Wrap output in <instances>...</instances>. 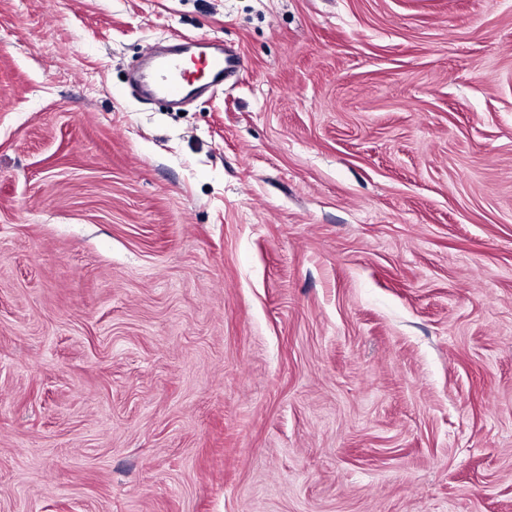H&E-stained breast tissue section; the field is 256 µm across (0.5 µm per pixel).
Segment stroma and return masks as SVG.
Returning a JSON list of instances; mask_svg holds the SVG:
<instances>
[{
  "label": "stroma",
  "mask_w": 512,
  "mask_h": 512,
  "mask_svg": "<svg viewBox=\"0 0 512 512\" xmlns=\"http://www.w3.org/2000/svg\"><path fill=\"white\" fill-rule=\"evenodd\" d=\"M0 512H512V0H0ZM183 57H189L202 65V82L213 86H224V78L236 70L240 71L242 60L238 54L229 53L223 47L204 45L189 56L172 55L156 62L150 75L154 93L169 102L182 100L188 89L199 81L193 79Z\"/></svg>",
  "instance_id": "stroma-1"
}]
</instances>
